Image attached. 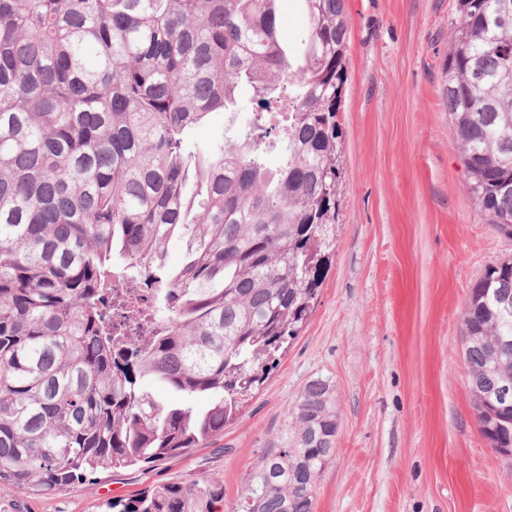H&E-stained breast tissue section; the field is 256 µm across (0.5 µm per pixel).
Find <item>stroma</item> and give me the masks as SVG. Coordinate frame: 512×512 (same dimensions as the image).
Here are the masks:
<instances>
[{"label":"stroma","instance_id":"obj_1","mask_svg":"<svg viewBox=\"0 0 512 512\" xmlns=\"http://www.w3.org/2000/svg\"><path fill=\"white\" fill-rule=\"evenodd\" d=\"M345 10L332 253L276 367L207 447L50 498L0 485V512H105L203 478L223 484L224 512H241L256 462L318 377L333 386L339 432L313 512H512V459L480 431L461 348L469 289L512 256V238L465 188L442 97L458 0H345Z\"/></svg>","mask_w":512,"mask_h":512}]
</instances>
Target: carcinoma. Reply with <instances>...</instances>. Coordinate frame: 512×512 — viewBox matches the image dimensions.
I'll use <instances>...</instances> for the list:
<instances>
[{"instance_id":"1","label":"carcinoma","mask_w":512,"mask_h":512,"mask_svg":"<svg viewBox=\"0 0 512 512\" xmlns=\"http://www.w3.org/2000/svg\"><path fill=\"white\" fill-rule=\"evenodd\" d=\"M278 2L0 0V484L42 498L205 447L307 320L321 279L301 247L312 232L327 246L336 223L348 19L345 0H304L294 57ZM458 5L444 102L475 200L512 237V194L499 192L512 183V0ZM215 112L234 130L200 145L191 131ZM116 278L155 292L146 341L112 333ZM505 282L511 257L471 286L461 327L512 353V314L495 301ZM475 409L491 447L512 448V404ZM292 416L243 512H312L339 429L331 382H308ZM222 501L202 479L111 509Z\"/></svg>"}]
</instances>
